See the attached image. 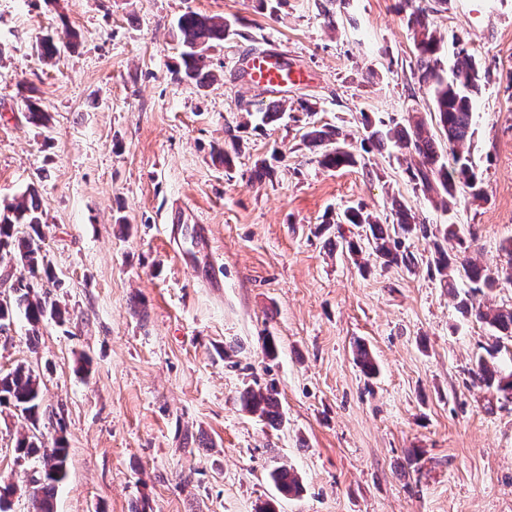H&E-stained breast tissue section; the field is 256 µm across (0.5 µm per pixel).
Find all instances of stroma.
<instances>
[{"instance_id": "stroma-1", "label": "stroma", "mask_w": 512, "mask_h": 512, "mask_svg": "<svg viewBox=\"0 0 512 512\" xmlns=\"http://www.w3.org/2000/svg\"><path fill=\"white\" fill-rule=\"evenodd\" d=\"M396 4L282 0L272 15L257 0H0V201L37 186L52 296L69 312L35 339L16 317L0 333V373L32 369L62 415L40 423L45 443L68 444L56 512H256L270 499L279 512H512V400L470 379L491 329L428 271L431 240L406 239L415 269H362L345 248L357 227L329 221L348 206L389 219L397 198L425 223L473 228L481 265L505 263L512 0H422L445 61L465 44L481 75L465 148L482 193L461 190L446 211L414 189L394 142L363 141L364 121L433 110ZM189 10L238 30L211 51L217 80L202 89L175 73ZM65 25L82 43L46 63L37 42ZM262 51L296 76L278 93L246 85L240 60ZM22 80L47 125L25 119ZM275 99L285 112L263 122ZM313 123L346 134L357 165L322 167L303 142ZM234 126L244 147L227 168L216 153ZM259 159L273 169L260 181ZM190 220L212 229L223 288L189 251ZM360 343L375 377L354 360ZM269 384L277 427L240 402ZM26 430L0 410V478L21 486ZM281 466L299 495L279 496L269 473Z\"/></svg>"}]
</instances>
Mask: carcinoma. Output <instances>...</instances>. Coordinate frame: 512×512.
<instances>
[{
	"mask_svg": "<svg viewBox=\"0 0 512 512\" xmlns=\"http://www.w3.org/2000/svg\"><path fill=\"white\" fill-rule=\"evenodd\" d=\"M400 9L407 13V25L413 32L415 75L431 96L437 125L453 153V164H448L438 153L424 120L415 113L409 114L403 123L393 122L385 132L372 128V123L366 122L365 141L379 144L390 139L399 148L415 155L417 162L406 168L410 182L425 195L435 194L441 204H447V200L455 198L457 192L464 188L477 197L480 195L477 173L470 155L460 150L474 134L473 96L481 80L475 56L462 46L457 49L453 68H445L440 39L429 29L426 9L418 0H400ZM234 34L231 24L222 18L193 10L180 16L174 34L181 47L180 63L176 68L180 79L198 88L205 87L213 80L209 70V50ZM74 46L73 35L67 30L60 34H47L39 41L41 54L47 59L59 54L63 47L70 49ZM31 92L27 83H20L19 93L26 119L34 125L43 126L47 120L46 113L40 100ZM304 139L312 145L324 147L320 164L327 169L356 164L355 155L346 143L347 136L337 128L326 125L320 129L314 127L304 134ZM391 215L392 223L381 224L363 209L351 207L344 211L341 220L369 231L367 240L371 255L386 266L415 267L418 261L404 247V239L410 235L433 238L434 258L428 263L429 271L437 273L440 281L451 289L455 279L466 281L467 295L460 302L462 314L481 320L494 329V350H500L507 341L512 343V308H493L477 300V295L493 289L500 280L512 283V239L501 246L507 257L506 265L493 272L467 255L468 245L457 225L440 224L432 229L418 221L399 200L392 202ZM41 224L43 210L34 186L29 187L21 198L0 205V269L6 277L14 279L12 295L0 299V332L9 328L19 313L33 331L45 321L59 324L65 321V311L50 298L49 287L55 285L56 277L41 246ZM450 238L457 240L460 246L452 257L444 247ZM471 376L488 388H496L504 398L512 399V373L503 375L498 367L481 357L472 368ZM240 400L245 409L269 424H282L278 392L274 386L263 391L248 388ZM0 407L14 408L30 423L31 432L17 438L14 452L19 459L34 460L29 482L33 488L35 512H55L57 487L67 478L68 448L62 438L48 448L37 434L39 420L45 414L40 377L24 365L0 375ZM270 479L284 496L297 495L301 491L298 477L286 468L272 470Z\"/></svg>",
	"mask_w": 512,
	"mask_h": 512,
	"instance_id": "obj_1",
	"label": "carcinoma"
}]
</instances>
